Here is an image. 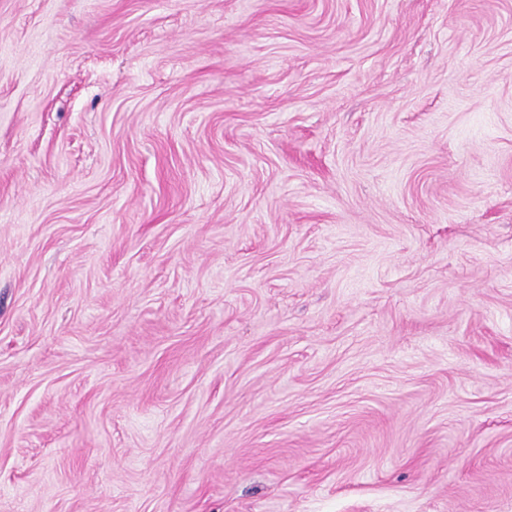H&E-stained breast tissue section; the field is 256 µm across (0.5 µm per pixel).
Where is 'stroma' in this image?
Instances as JSON below:
<instances>
[{"label":"stroma","instance_id":"obj_1","mask_svg":"<svg viewBox=\"0 0 512 512\" xmlns=\"http://www.w3.org/2000/svg\"><path fill=\"white\" fill-rule=\"evenodd\" d=\"M0 512H512V0H0Z\"/></svg>","mask_w":512,"mask_h":512}]
</instances>
